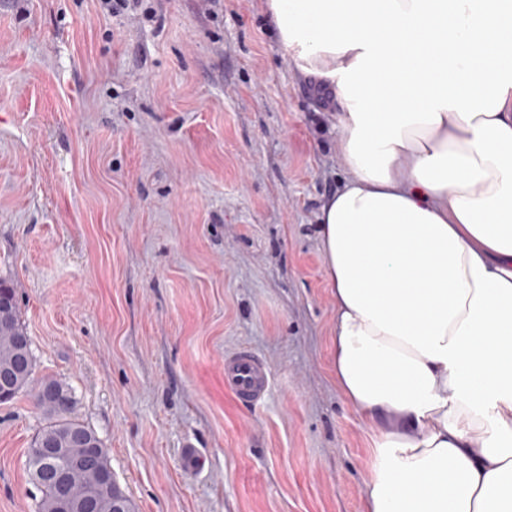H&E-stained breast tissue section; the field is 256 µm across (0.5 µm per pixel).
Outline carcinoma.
<instances>
[{"mask_svg":"<svg viewBox=\"0 0 512 512\" xmlns=\"http://www.w3.org/2000/svg\"><path fill=\"white\" fill-rule=\"evenodd\" d=\"M10 300V308L0 323V370L12 365L17 358L16 337L26 335L20 322L19 307L13 289L0 280V295ZM44 385L51 386L68 399V405L61 406L37 396V405L43 410L47 423L39 431L36 443L59 440L65 437L82 436L100 449L98 466L94 469L81 465L84 453L83 443L74 441L68 444L70 448L68 460L64 464L67 472L65 483L66 494L75 502H92L95 512H113V506L120 502L125 509L130 504L119 486L106 487L101 480V473L109 467L105 451L101 450L102 442L94 431L83 425L72 416L75 397L72 389L62 382L49 379ZM42 496L37 502V512H64L61 509L60 493L50 487L41 489Z\"/></svg>","mask_w":512,"mask_h":512,"instance_id":"cac0c4a2","label":"carcinoma"}]
</instances>
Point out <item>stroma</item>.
I'll return each mask as SVG.
<instances>
[{
  "label": "stroma",
  "instance_id": "1",
  "mask_svg": "<svg viewBox=\"0 0 512 512\" xmlns=\"http://www.w3.org/2000/svg\"><path fill=\"white\" fill-rule=\"evenodd\" d=\"M320 86L264 0H0V278L35 359L0 403V512L36 510L52 378L133 512H363L373 425L336 384L318 230L351 172ZM241 346L271 370L256 405L224 387Z\"/></svg>",
  "mask_w": 512,
  "mask_h": 512
}]
</instances>
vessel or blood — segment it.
Returning a JSON list of instances; mask_svg holds the SVG:
<instances>
[{"label":"vessel or blood","mask_w":512,"mask_h":512,"mask_svg":"<svg viewBox=\"0 0 512 512\" xmlns=\"http://www.w3.org/2000/svg\"><path fill=\"white\" fill-rule=\"evenodd\" d=\"M271 375L264 360L247 348L224 356V387L240 402L252 405L266 394Z\"/></svg>","instance_id":"b4317fda"}]
</instances>
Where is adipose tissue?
<instances>
[{
	"label": "adipose tissue",
	"mask_w": 512,
	"mask_h": 512,
	"mask_svg": "<svg viewBox=\"0 0 512 512\" xmlns=\"http://www.w3.org/2000/svg\"><path fill=\"white\" fill-rule=\"evenodd\" d=\"M333 90L332 360L364 512H512V0H265Z\"/></svg>",
	"instance_id": "1"
}]
</instances>
